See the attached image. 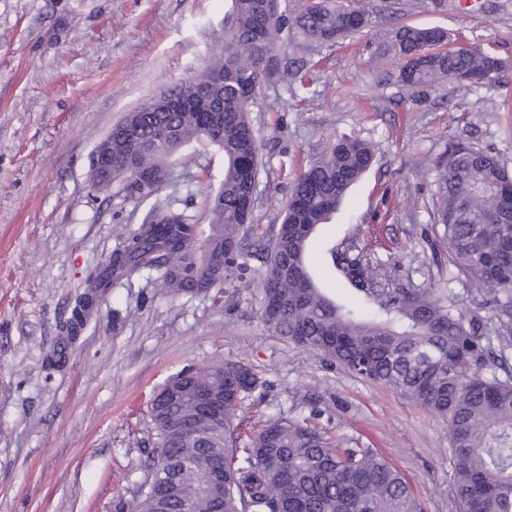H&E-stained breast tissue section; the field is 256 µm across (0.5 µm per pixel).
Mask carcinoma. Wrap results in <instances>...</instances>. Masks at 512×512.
Masks as SVG:
<instances>
[{
    "label": "carcinoma",
    "instance_id": "obj_1",
    "mask_svg": "<svg viewBox=\"0 0 512 512\" xmlns=\"http://www.w3.org/2000/svg\"><path fill=\"white\" fill-rule=\"evenodd\" d=\"M372 23L354 0H309L277 14L264 0H231L224 40L206 64L222 82L224 108L203 102L195 77L183 80L169 104L151 100L112 127V179L95 183L101 193L119 182L124 200L140 205L153 198L145 193L148 180L169 181L179 151L215 146L224 153V175L206 196L208 223L194 222L175 199L153 203L86 273L65 329L72 336L87 326L98 297L134 278L173 298L217 300L256 259L268 331L444 415L460 512H512V174L497 153L457 141L438 162L437 233L456 276L476 285L466 312L411 281L383 283L382 263L356 243L330 254L370 315L336 305L313 281L310 237L374 162L375 149L363 139H339L310 162L272 233L257 234L247 206L260 166L248 112L278 72L270 60L281 33L289 28L305 40L337 43ZM397 40L406 58L399 82L414 102L439 79L490 89L506 68L490 46L430 50L449 41L438 26H403ZM483 308L497 325L479 316ZM265 396L266 384L237 362L169 377L150 404L145 478L117 512H181L184 501L190 512H422L401 473L375 449L352 447L307 418L270 419L242 436L234 426L241 404Z\"/></svg>",
    "mask_w": 512,
    "mask_h": 512
}]
</instances>
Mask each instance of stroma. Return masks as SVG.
<instances>
[{
  "instance_id": "stroma-1",
  "label": "stroma",
  "mask_w": 512,
  "mask_h": 512,
  "mask_svg": "<svg viewBox=\"0 0 512 512\" xmlns=\"http://www.w3.org/2000/svg\"><path fill=\"white\" fill-rule=\"evenodd\" d=\"M359 0L372 26L354 40L298 46L250 108L262 146L254 221L282 220L296 176L330 142L359 137L375 162L308 245L315 280L355 307L332 247L381 241L386 277L413 278L457 308L466 279L448 278L434 229L437 162L454 141L493 148L512 171V69L491 91L442 83L425 101L398 83L396 28L440 26L453 38L494 42L512 61V0ZM230 0H0V512H115L144 477L154 391L192 365L233 361L270 383L245 401L243 431L270 416L307 417L336 438L377 449L424 512H459L448 422L406 396L357 377L319 349L276 336L261 321L255 275L222 303L161 295L136 279L110 289L75 338L63 330L88 269L146 208L119 188L93 195L92 154L128 112L205 65L223 37ZM308 68V82L294 74ZM224 156L211 146L178 156L158 190L205 222V189ZM124 321L113 325L112 312ZM62 351L58 368L44 359Z\"/></svg>"
}]
</instances>
